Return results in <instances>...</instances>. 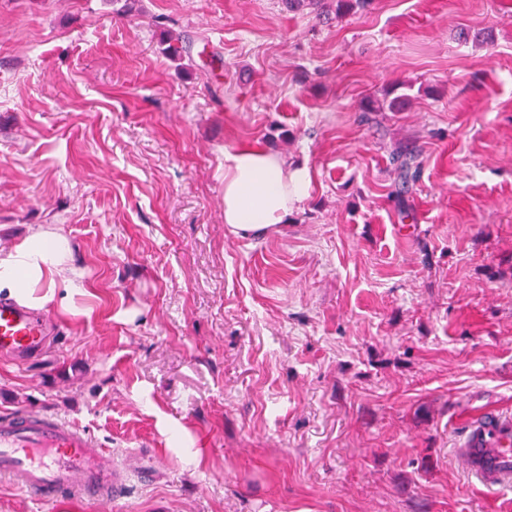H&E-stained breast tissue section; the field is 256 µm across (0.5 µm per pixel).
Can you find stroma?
<instances>
[{
  "label": "stroma",
  "mask_w": 512,
  "mask_h": 512,
  "mask_svg": "<svg viewBox=\"0 0 512 512\" xmlns=\"http://www.w3.org/2000/svg\"><path fill=\"white\" fill-rule=\"evenodd\" d=\"M123 6L0 0V247L57 231L85 283L37 356L0 353V413L133 482L0 479V512H512L451 456L512 417V0ZM244 145L311 176L258 236L224 222Z\"/></svg>",
  "instance_id": "35a3bbf8"
}]
</instances>
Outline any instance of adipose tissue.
Instances as JSON below:
<instances>
[{
    "instance_id": "ef3b65f1",
    "label": "adipose tissue",
    "mask_w": 512,
    "mask_h": 512,
    "mask_svg": "<svg viewBox=\"0 0 512 512\" xmlns=\"http://www.w3.org/2000/svg\"><path fill=\"white\" fill-rule=\"evenodd\" d=\"M307 168L289 166L285 157L259 146L224 155V222L248 236L286 223L308 194ZM71 248L59 233L36 228L21 242L0 249V292L34 309H71L70 295L82 281L67 277Z\"/></svg>"
}]
</instances>
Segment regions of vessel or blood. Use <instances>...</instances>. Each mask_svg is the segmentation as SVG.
<instances>
[{
    "mask_svg": "<svg viewBox=\"0 0 512 512\" xmlns=\"http://www.w3.org/2000/svg\"><path fill=\"white\" fill-rule=\"evenodd\" d=\"M46 333L45 320L31 308L0 299V350L25 356ZM457 465L481 485L512 490V419L486 412L473 419ZM0 479L51 503L67 496L109 503L124 497L127 473L80 428L34 411L0 416Z\"/></svg>",
    "mask_w": 512,
    "mask_h": 512,
    "instance_id": "obj_1",
    "label": "vessel or blood"
}]
</instances>
